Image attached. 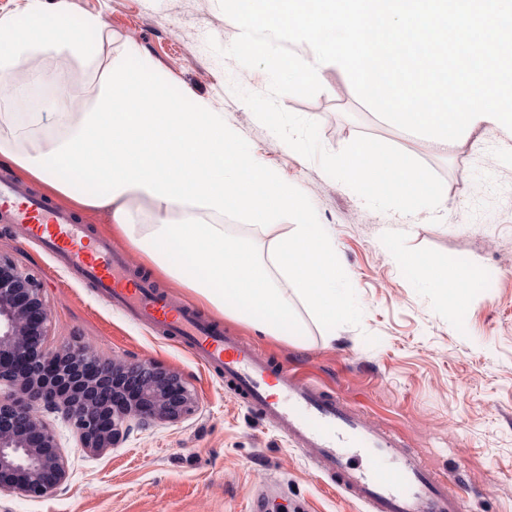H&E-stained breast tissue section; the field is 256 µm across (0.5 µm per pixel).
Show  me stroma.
Here are the masks:
<instances>
[{
  "label": "stroma",
  "mask_w": 512,
  "mask_h": 512,
  "mask_svg": "<svg viewBox=\"0 0 512 512\" xmlns=\"http://www.w3.org/2000/svg\"><path fill=\"white\" fill-rule=\"evenodd\" d=\"M100 11L118 42L138 45L169 89L211 99L264 165L305 197L336 251L349 311L328 331L303 304L306 334L291 343L200 306L216 328L314 378L324 391L359 408L410 453L464 489V512H512V139L495 130L470 137L448 155L434 154L396 127L380 123L351 84L329 74V91L285 95L280 105L317 121L325 149L339 151L367 135L412 154L448 188L440 222L366 206L317 162L288 148L255 121L230 89L266 92L264 70L214 54L208 38L230 45L239 31L219 0H72ZM136 275L174 300L191 292L159 275L147 255L121 237ZM0 253L41 283L51 312L48 345L80 341L101 358L151 362L179 374L196 401L178 422L133 430L118 447H81L58 415L55 430L66 482L42 498L1 496L0 512H367L331 486L310 449L264 424L177 338L137 323L98 288L61 266L15 224L0 223ZM436 257L466 290L462 309L412 279L405 255Z\"/></svg>",
  "instance_id": "stroma-1"
}]
</instances>
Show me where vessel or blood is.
I'll list each match as a JSON object with an SVG mask.
<instances>
[{
    "label": "vessel or blood",
    "mask_w": 512,
    "mask_h": 512,
    "mask_svg": "<svg viewBox=\"0 0 512 512\" xmlns=\"http://www.w3.org/2000/svg\"><path fill=\"white\" fill-rule=\"evenodd\" d=\"M0 222L22 225L26 235L93 282L105 300L134 318L188 343L206 366L289 441L312 449L333 487L367 512H462L460 493L447 477L410 456L396 439L370 426L341 398L324 395L293 370L270 362L242 338L210 327L196 310L133 275L130 261L89 235L68 209L0 181Z\"/></svg>",
    "instance_id": "1"
}]
</instances>
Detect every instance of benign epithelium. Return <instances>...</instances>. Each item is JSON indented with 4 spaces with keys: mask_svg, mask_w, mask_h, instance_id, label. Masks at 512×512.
Segmentation results:
<instances>
[{
    "mask_svg": "<svg viewBox=\"0 0 512 512\" xmlns=\"http://www.w3.org/2000/svg\"><path fill=\"white\" fill-rule=\"evenodd\" d=\"M49 311L39 282L0 255V496L42 498L66 480L55 431L41 411L62 416L82 447L117 446L149 421L195 412L182 378L150 362L104 361L88 346H46Z\"/></svg>",
    "mask_w": 512,
    "mask_h": 512,
    "instance_id": "benign-epithelium-1",
    "label": "benign epithelium"
}]
</instances>
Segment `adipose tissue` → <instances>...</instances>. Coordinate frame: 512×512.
Wrapping results in <instances>:
<instances>
[{
	"instance_id": "ef3b65f1",
	"label": "adipose tissue",
	"mask_w": 512,
	"mask_h": 512,
	"mask_svg": "<svg viewBox=\"0 0 512 512\" xmlns=\"http://www.w3.org/2000/svg\"><path fill=\"white\" fill-rule=\"evenodd\" d=\"M113 41L102 13L76 12L69 0H22L0 15V81L25 62L33 79L60 90L55 111H0V158L61 203L100 216L200 303L288 340L306 332L294 311L298 299L335 329L347 295L331 241L309 218L303 195L258 162L209 100L197 96L191 108H173L139 48L127 43L116 54ZM48 57L96 76L82 105L44 66ZM228 213L256 230L281 232L262 253L249 238L227 244ZM404 264L462 306L465 290L445 266L414 255Z\"/></svg>"
}]
</instances>
